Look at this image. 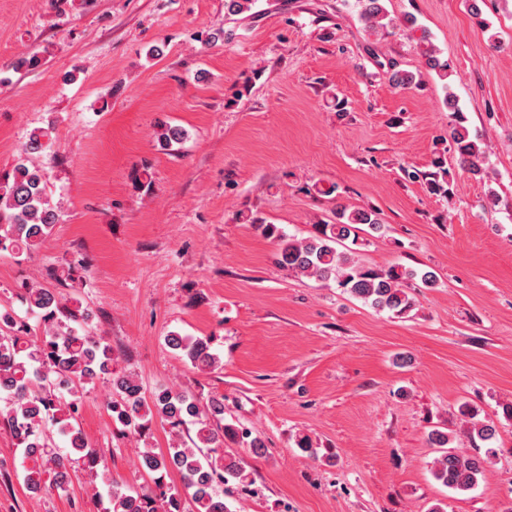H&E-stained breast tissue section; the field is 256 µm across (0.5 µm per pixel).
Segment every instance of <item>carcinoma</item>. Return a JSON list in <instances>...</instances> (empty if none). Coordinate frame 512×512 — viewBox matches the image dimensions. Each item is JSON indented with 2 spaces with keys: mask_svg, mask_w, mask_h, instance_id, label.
Segmentation results:
<instances>
[{
  "mask_svg": "<svg viewBox=\"0 0 512 512\" xmlns=\"http://www.w3.org/2000/svg\"><path fill=\"white\" fill-rule=\"evenodd\" d=\"M356 2L370 32L377 34L394 25L383 0ZM403 25L411 32L421 31L418 42L426 65L443 88H448L454 70L438 56L427 31L420 29L412 16L405 18ZM444 103L450 118V147L457 161L472 175H482V142L471 135L455 96L445 94ZM49 139L50 132L45 129L31 131L19 161L12 170L0 171V251L33 255L59 221L57 207L47 195L46 174L31 159L46 149ZM434 167L426 176L427 187L436 195L447 196L451 181L445 160L437 158ZM362 225L375 231L382 227L377 212L344 208L336 212V223L320 224L313 235L303 239L287 236L274 224H261L259 229L278 242L277 264L288 271L333 281L345 293L380 311H411L414 297L406 290V281L418 276L422 287L434 288L436 273L362 266L353 249L345 247L349 239L357 242ZM19 298L26 306V317L0 310V400H7L0 416L21 450L24 485L34 490L60 487L73 453L81 455L89 469L103 464L78 426L87 386L102 379L112 387L107 403L112 418L143 443L137 467L152 481L140 489L112 478L106 481V512H228L218 487L230 482L241 485L246 474L239 460L224 451V437L232 436L249 448L259 447V443L248 429L224 424V399H203L167 385L155 387L146 399L137 376L115 366L112 346L105 337L87 331L90 313L79 299L72 297L64 303L50 290L34 285L25 286ZM166 343L199 370L220 363L207 338L172 334ZM460 413L472 420L467 432L471 441L487 442L496 436L495 425L476 420L468 407H461ZM157 418L175 434L187 419H196L195 438L189 445L176 438L164 451L149 447L151 426ZM429 440L439 448L432 468L435 480L454 490L472 489L483 474L486 458L456 452L448 447L446 433L434 432ZM172 471L180 474L182 487L166 482Z\"/></svg>",
  "mask_w": 512,
  "mask_h": 512,
  "instance_id": "1",
  "label": "carcinoma"
}]
</instances>
